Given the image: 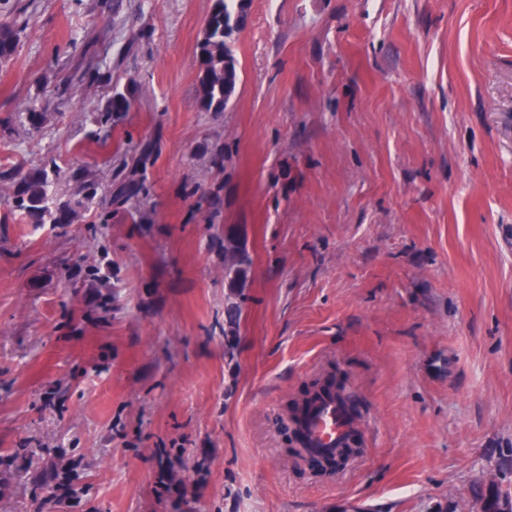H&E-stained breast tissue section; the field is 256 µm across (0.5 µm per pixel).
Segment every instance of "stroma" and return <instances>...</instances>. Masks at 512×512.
I'll use <instances>...</instances> for the list:
<instances>
[{"label":"stroma","instance_id":"1","mask_svg":"<svg viewBox=\"0 0 512 512\" xmlns=\"http://www.w3.org/2000/svg\"><path fill=\"white\" fill-rule=\"evenodd\" d=\"M28 2L0 10V171L53 155L56 194L80 173L106 197L0 223V512H478L490 473L512 493V0H251L219 113L197 105L212 0ZM228 229L253 259L233 325ZM329 384L362 453L322 478L288 418ZM62 458L73 497L38 481ZM130 105L131 99L123 93L115 92L105 107L96 112L95 123L100 125L101 130H106L104 137H108L110 133L112 112L126 111Z\"/></svg>","mask_w":512,"mask_h":512}]
</instances>
